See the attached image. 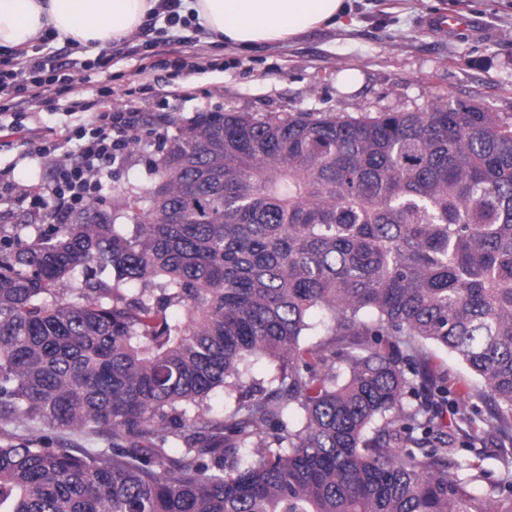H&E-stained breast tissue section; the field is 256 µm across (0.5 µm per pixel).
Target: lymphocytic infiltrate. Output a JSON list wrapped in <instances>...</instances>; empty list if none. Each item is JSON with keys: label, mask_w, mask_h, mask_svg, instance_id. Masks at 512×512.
Masks as SVG:
<instances>
[{"label": "lymphocytic infiltrate", "mask_w": 512, "mask_h": 512, "mask_svg": "<svg viewBox=\"0 0 512 512\" xmlns=\"http://www.w3.org/2000/svg\"><path fill=\"white\" fill-rule=\"evenodd\" d=\"M94 61L63 59L60 50L36 48L13 67L0 69V92H11L19 104L70 92L74 83L93 70ZM108 90L92 99L73 101L71 109L82 116L76 127L39 132L29 128L18 112L0 113V134L18 136L23 158L52 164L53 181L48 188H26L31 216L42 224H58L83 208L99 190L112 164L122 160L129 131L141 126L143 115L135 109H116ZM75 143L74 157L61 156L62 144Z\"/></svg>", "instance_id": "1"}]
</instances>
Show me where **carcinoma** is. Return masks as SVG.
I'll return each instance as SVG.
<instances>
[{
    "label": "carcinoma",
    "instance_id": "1",
    "mask_svg": "<svg viewBox=\"0 0 512 512\" xmlns=\"http://www.w3.org/2000/svg\"><path fill=\"white\" fill-rule=\"evenodd\" d=\"M167 124L146 193L0 238V420L111 434L1 443L0 512H512V452L492 479L458 448L512 432V124L465 100ZM429 344L482 381L480 425L444 423ZM53 446L60 448H105L108 436L106 434L87 433L61 428L50 434Z\"/></svg>",
    "mask_w": 512,
    "mask_h": 512
}]
</instances>
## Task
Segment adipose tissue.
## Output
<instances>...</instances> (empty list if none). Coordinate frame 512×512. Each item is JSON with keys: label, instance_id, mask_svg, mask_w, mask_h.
Returning a JSON list of instances; mask_svg holds the SVG:
<instances>
[{"label": "adipose tissue", "instance_id": "adipose-tissue-1", "mask_svg": "<svg viewBox=\"0 0 512 512\" xmlns=\"http://www.w3.org/2000/svg\"><path fill=\"white\" fill-rule=\"evenodd\" d=\"M158 0H0V50L27 49L42 36L83 47L122 42ZM346 0H184L212 41L242 49L277 45L299 34L342 24Z\"/></svg>", "mask_w": 512, "mask_h": 512}]
</instances>
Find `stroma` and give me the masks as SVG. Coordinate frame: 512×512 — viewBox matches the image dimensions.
<instances>
[{"label": "stroma", "instance_id": "1", "mask_svg": "<svg viewBox=\"0 0 512 512\" xmlns=\"http://www.w3.org/2000/svg\"><path fill=\"white\" fill-rule=\"evenodd\" d=\"M448 13L475 19L482 34L424 28V17ZM186 49L198 56L200 67L185 77L160 69L141 72L140 58L129 54L96 78L111 87L113 107L165 111L181 120L216 111L409 112L443 97L476 103L512 123V0H351L344 25L310 30L279 45L242 50L212 42L201 31ZM346 70L358 75L348 89L340 82ZM69 98L30 102L27 125H78L79 115L67 109ZM138 136V145L113 165L97 195L102 209H111L116 186L142 192L151 185L147 164L159 155L158 139L144 129ZM20 153L15 145L1 148L0 171L23 186L51 183L50 166ZM432 355L448 379L446 423H455L461 410L476 418L492 410L480 381L455 354L436 348Z\"/></svg>", "mask_w": 512, "mask_h": 512}]
</instances>
